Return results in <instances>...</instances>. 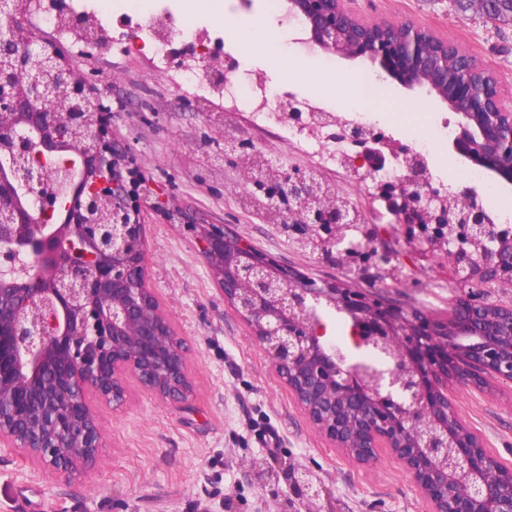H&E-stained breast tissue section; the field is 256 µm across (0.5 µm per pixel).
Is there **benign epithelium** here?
I'll list each match as a JSON object with an SVG mask.
<instances>
[{"label":"benign epithelium","mask_w":512,"mask_h":512,"mask_svg":"<svg viewBox=\"0 0 512 512\" xmlns=\"http://www.w3.org/2000/svg\"><path fill=\"white\" fill-rule=\"evenodd\" d=\"M33 0H0V452L23 448L43 467L76 475L96 463L101 435L86 402L93 392L120 406L125 380L181 408L192 388L180 338L161 312L145 266L142 203L165 208L164 193L128 178V152L112 143V113L98 88L22 18ZM309 42L345 59L366 58L404 87H428L459 117L452 148L512 184V107L495 77L471 58L448 72L453 45L413 23L381 30L343 0H287ZM95 46L86 19L63 17ZM357 147L362 180L386 166L390 141L373 128L339 124ZM404 184H385L388 209L423 225V241L458 243L464 282L512 286V240L474 190L444 193L408 148L391 150ZM424 183V194L415 187ZM267 216L303 224L304 242L324 259L345 257L361 211L316 170L275 168ZM448 209L451 223H435ZM196 245L224 300L288 386L310 422L347 457L377 461L387 448L432 512H512V470L501 466L458 416L453 386L512 383V305L486 296L456 304L448 318L390 307L337 284L318 285L277 264L222 224H198ZM345 314L355 362L326 337L323 311ZM302 496L322 490L303 473Z\"/></svg>","instance_id":"1"}]
</instances>
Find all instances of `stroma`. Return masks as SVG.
<instances>
[{"instance_id": "35a3bbf8", "label": "stroma", "mask_w": 512, "mask_h": 512, "mask_svg": "<svg viewBox=\"0 0 512 512\" xmlns=\"http://www.w3.org/2000/svg\"><path fill=\"white\" fill-rule=\"evenodd\" d=\"M362 21L413 22L457 46L494 71L506 104H512V25L491 23L475 12L459 14L451 0H344ZM44 0L33 4L26 23L41 39L59 44L112 109V128L147 178L161 185L176 220L143 205L145 263L161 311L184 343L192 385L188 404L171 408L126 378L119 408L88 394L102 437L96 464L77 475L40 466L24 449L0 453V512H308L291 484L292 470L307 473L323 490L325 512H430L422 492L392 458L378 451L359 464L334 447L308 420L247 325L225 302L200 255L196 224H222L255 249L317 283H339L405 311L444 319L457 299H472L471 286L457 280L447 247L424 243L409 225L395 223L345 168L324 176L376 229L373 256L358 252L347 261L324 260L304 251L296 224H272L263 206L239 202L242 161L225 155L224 140L243 139L248 148L274 155L279 165L320 169L299 142L284 144L279 127L257 123L252 112L215 99L200 102L179 86L178 63L158 64L145 50L114 46L111 54L86 47L74 33L46 27ZM330 60L331 76L367 73L382 113L373 121L395 141L414 147L423 113L455 124L456 115L426 90H409L365 59L327 57L311 49L305 70ZM240 74L262 77L279 94L281 109L292 95L320 92L317 84L277 79L265 58L237 51ZM223 110V124L207 119ZM435 188L465 189L449 143L433 146L428 160ZM402 273L393 279L390 266ZM460 418L503 466L512 468V383L478 390L453 389Z\"/></svg>"}]
</instances>
